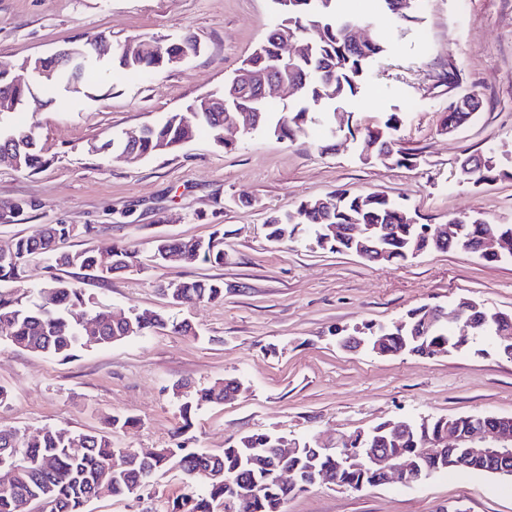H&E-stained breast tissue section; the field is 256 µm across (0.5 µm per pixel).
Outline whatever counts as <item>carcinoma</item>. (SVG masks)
Returning a JSON list of instances; mask_svg holds the SVG:
<instances>
[{
	"label": "carcinoma",
	"mask_w": 512,
	"mask_h": 512,
	"mask_svg": "<svg viewBox=\"0 0 512 512\" xmlns=\"http://www.w3.org/2000/svg\"><path fill=\"white\" fill-rule=\"evenodd\" d=\"M339 0H275L281 21L268 33L265 40L246 60L257 71L279 68L288 79H297L301 86L294 104L282 112H272L267 103L259 104L260 118L251 132L273 134L290 142L305 134L309 124L322 121L326 131L336 126V115L343 113L341 103L355 96L369 65L383 52L384 47L368 37L358 44L352 41L350 25L361 24L357 18L345 16L338 10ZM180 51L177 43L165 41L146 42L137 36L128 37L112 51V61L134 74H159L171 67V58ZM251 108L253 104L227 99V112H204L201 107L189 104L184 112H174L159 123L145 128L143 135L132 148L146 157L155 153L156 144L164 141L175 149L194 139L201 131L210 132L215 141H221L224 121L235 116L233 110ZM478 108L477 102L460 106L457 101L448 104L455 127L469 123ZM401 117L390 113L384 121L385 132L373 150V160L395 165L410 161V155L397 148L394 132ZM125 143L115 135L96 146V150L109 157H119ZM11 151L21 156V169L29 170L42 163L38 140L31 129L15 126L0 127V152ZM465 179L474 183L484 182L495 176V166L469 164L462 168ZM406 212V207L379 194L337 192L322 198L300 203L284 213H272L266 219L270 240L279 242L294 235L298 228L320 231L326 225L391 224L396 213ZM500 231L512 234V224L492 222L462 225L453 241L440 227L430 224L396 225V230L369 250L351 235H331L321 246L331 252L365 253L370 263L382 264L404 260L408 251H448L466 249L467 239H476L483 231ZM74 236L72 224H40L28 236L16 239L12 258L0 261V283H17L22 280L27 262L40 257L49 267L76 269L112 268V262L124 258L136 266L135 251L125 246H115L106 252L81 250L62 252L59 244ZM175 253L190 263H224V235L213 233L208 239H158L153 258L165 260ZM52 293L39 297L33 304L23 302V297L0 295V336L9 337L12 346L54 358H68L74 352L91 345L108 346L116 340L143 336L154 328L165 325L164 318L154 312L138 313V320L128 325L114 318L106 310L90 308V299L81 289L62 278L53 277L48 283ZM173 304L218 302L224 300V283L203 280H179L166 293ZM464 308L465 320L451 327L448 320L432 322L427 306L414 308L401 318L404 327L395 324L376 329L366 325L367 335L362 337L366 348L382 356L413 353L432 357L436 349L445 353L458 351L474 340H487L503 356L512 359L507 349L512 339H501V332L512 333V325L501 327L492 316L494 312L482 304L465 299L459 302ZM89 313L98 326L96 342L82 333L77 318ZM240 381L229 377L220 382L188 394L179 407L182 428L191 427L193 415L202 406L220 403L236 390ZM407 430L396 436L380 424L370 431H356L348 435L352 448L372 449L390 456H404L426 467L432 474L457 469L462 449L447 444L436 456L428 454L432 442L459 431L501 427L512 431V418L491 416H451L436 419L406 421ZM79 439L85 451L73 456L68 451L71 441ZM274 436L250 434L227 444L220 454L190 451L180 445L160 448L156 456L144 462L129 448H118L107 432L89 431L74 434L64 429L48 428L37 434L26 435L16 430L0 429V449L9 448L16 464L13 484L0 488V512H25V508L39 503L44 496L51 498V512H86L87 504L96 498L100 486L114 497H123L144 487L150 478L161 471L179 469L192 486L200 491L192 495L193 503L186 512H214V505L225 499L237 503L235 512H282L283 504L297 493L315 485L313 477L320 472L338 475L337 485L354 490L385 484L384 476L375 466L363 469L336 470V455L299 442L295 454L288 459V466L295 470L297 482L281 485L269 475V469L254 465L252 449L270 448Z\"/></svg>",
	"instance_id": "obj_1"
}]
</instances>
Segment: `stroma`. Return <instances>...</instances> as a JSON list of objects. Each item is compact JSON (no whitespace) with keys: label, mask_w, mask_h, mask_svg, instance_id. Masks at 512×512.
Masks as SVG:
<instances>
[{"label":"stroma","mask_w":512,"mask_h":512,"mask_svg":"<svg viewBox=\"0 0 512 512\" xmlns=\"http://www.w3.org/2000/svg\"><path fill=\"white\" fill-rule=\"evenodd\" d=\"M414 21L379 34L385 51L358 93L343 105L359 127L401 115L398 145L410 166L366 163L356 139L322 143L319 126L295 142L258 133L234 148L210 135L133 164L91 152L116 134L185 111L225 80L278 22L274 0H0V61L21 63L102 33L121 42L137 35L169 41L195 35L199 55L161 74L100 67L82 93L41 92L37 111L0 122L37 126L42 165L20 173L0 164V205L31 199L36 210L0 222V247L40 224H72L66 251L127 245L137 266L100 280L73 268L26 266L20 288L36 293L59 274L114 314H163L170 324L145 336L75 352L65 360L10 346L0 336V428L34 434L104 429L112 415L137 418L117 429L122 448L149 451L185 442L217 454L256 432L335 443L358 430L401 418L512 417V359L488 343L432 358L379 356L341 348L335 329L387 325L423 304L453 309L460 299L512 313V260L488 262L465 251H428L371 264L319 248L299 232L274 242L265 219L274 211L338 190L376 193L406 205L422 224L466 213L512 223V0H419ZM473 95L474 119L441 133L451 101ZM494 155L499 177L475 184L464 158ZM224 232L220 265L156 264L152 247L167 237ZM217 280L220 302L175 305L161 292L172 280ZM189 323L193 334L175 331ZM239 378L241 390L197 411L182 430L174 387ZM180 471L156 475L135 494L93 499L87 512H170L188 493ZM512 512V477L451 471L418 487L352 490L314 485L283 512Z\"/></svg>","instance_id":"35a3bbf8"}]
</instances>
